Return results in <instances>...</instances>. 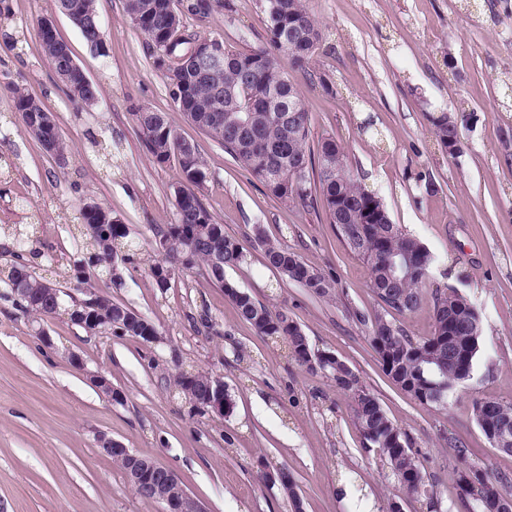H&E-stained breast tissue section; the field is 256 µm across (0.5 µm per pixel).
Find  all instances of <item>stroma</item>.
I'll return each instance as SVG.
<instances>
[{"instance_id": "1", "label": "stroma", "mask_w": 512, "mask_h": 512, "mask_svg": "<svg viewBox=\"0 0 512 512\" xmlns=\"http://www.w3.org/2000/svg\"><path fill=\"white\" fill-rule=\"evenodd\" d=\"M322 31L310 70L333 93L292 69L310 115V141L331 135L361 184L383 201L393 223L416 236L434 263L428 294L457 291L478 309V361L447 409L412 399L383 371L368 339L379 312L365 263L342 242L322 208L274 199L222 146L179 112L147 37L127 18L124 0H97L106 55L91 50L53 0H0V155L12 165L0 181V225L34 226L40 263L64 291L76 286L82 242L73 238L76 206L111 210L140 239L136 263L96 281L149 319L160 336L89 334L66 318L23 315L0 284V512H161L137 497L124 474L98 451L99 436L174 470L206 512H291L265 467H287L304 512H383L401 492L379 456L364 450L353 399L323 372L298 366L287 349L242 320L223 289L200 271H176L167 289L148 273L157 229L174 219L177 161L160 165L143 150L137 107L167 113L207 164L204 205L240 241L243 261L225 277L299 324L313 350L344 361L387 415L414 438L420 461L445 507L455 504L449 439L490 475L512 476V455L494 448L473 419L483 398L512 400V0H309ZM54 15L77 66L98 83L97 103L74 106L46 62L37 22ZM198 34L238 51L267 42L257 0H224L205 18L187 17ZM51 112L67 144L58 157L23 132L10 86ZM467 116L462 152L438 150L429 114ZM297 253L335 282L313 295L267 266L256 233ZM263 238V239H264ZM206 312L205 331L194 320ZM51 336L43 344L39 332ZM81 366H74L71 355ZM220 377L234 401L225 416L191 413L170 394L181 370ZM105 375L121 395L109 400L90 382ZM354 482L342 499L336 486Z\"/></svg>"}]
</instances>
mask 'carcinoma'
<instances>
[{
	"instance_id": "cac0c4a2",
	"label": "carcinoma",
	"mask_w": 512,
	"mask_h": 512,
	"mask_svg": "<svg viewBox=\"0 0 512 512\" xmlns=\"http://www.w3.org/2000/svg\"><path fill=\"white\" fill-rule=\"evenodd\" d=\"M268 19V42L262 47L238 51L222 49L224 62L209 65L201 56L207 38L186 26V15L201 18L213 10L212 0H197L190 8L182 0H125L130 21L145 34L154 67L169 87L176 108L187 119L224 147L244 169L261 182L269 193L286 205L312 207L322 204L329 222L349 250L370 269V288L382 303L374 315L369 341L383 371L420 404L445 409L455 387L468 379L480 353L482 325L474 304L456 293L433 298V329L415 340L387 314L412 313L428 302L426 282L433 264L430 251L415 237L392 223L377 195L366 191L349 168L341 143L327 135L316 150L308 147L309 113L304 95L293 82L288 68L306 69L322 40L321 29L306 0H258ZM59 12L79 29L89 47L104 52V31L96 0H54ZM45 59L64 84L70 101L75 96L95 99L98 85L89 80L67 45L56 34L38 29ZM18 120L24 131L42 148L64 157V141L52 113L40 102L11 86ZM137 133L154 162L178 161L180 185L174 193V222L155 233L153 247L163 244L167 251L150 265L149 273L158 287L169 286L168 265L185 270L205 265L211 268L212 283L224 289L239 316L267 340L288 342L289 357L300 367L329 375L337 389L352 396L356 427L364 447L375 451L390 469L391 476L409 501L425 499L428 512H442L441 497L430 492L427 473L409 434L393 422L378 398L361 385L359 378L343 361H327L310 347L301 327L287 314L272 312L250 294L225 279V269L244 259L243 247L224 233L203 205L196 190L206 178V162L196 147L181 138L167 114L149 108L132 113ZM438 148L455 157L461 150L459 126L448 123V113L429 115ZM319 186V196L311 183ZM83 247L94 257L97 267L85 276L74 275L81 289L77 294L58 290V298L46 295L56 284L35 271L33 260L40 251L28 248L31 229H3V237L17 245L15 259L3 272L0 282L9 290L19 310L28 316H64L74 321V312L86 311L107 322V332L139 338L159 335L147 319L125 305L98 294L91 279L110 274L114 253L126 251L132 260L137 244L129 239L126 225L99 205H84L77 211ZM262 241L269 266L317 296L334 290V281L307 265L302 258L278 245ZM214 389L213 377L199 370L180 372L174 380L173 397L191 405L203 404ZM492 412L474 414L481 431L502 424L512 425V402L488 399ZM456 467V500L465 509L496 512L483 502L481 487L487 482L502 484L512 495V477H490L472 463L468 449L455 441L448 443ZM294 512H302L303 502L291 475L279 482Z\"/></svg>"
}]
</instances>
